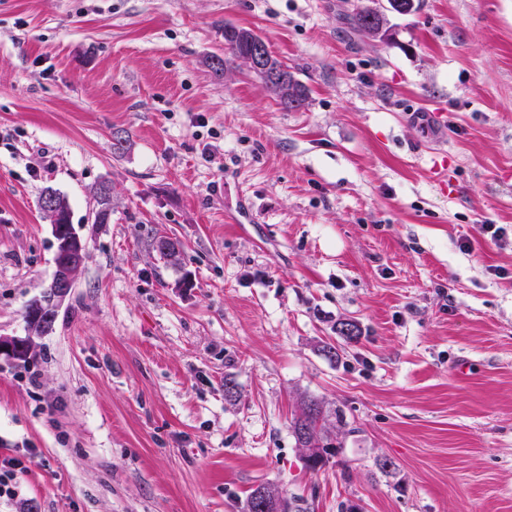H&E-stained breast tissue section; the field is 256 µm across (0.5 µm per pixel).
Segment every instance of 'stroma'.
Returning <instances> with one entry per match:
<instances>
[{
    "mask_svg": "<svg viewBox=\"0 0 512 512\" xmlns=\"http://www.w3.org/2000/svg\"><path fill=\"white\" fill-rule=\"evenodd\" d=\"M384 2L0 0V336L55 271L46 188L89 249L28 362L0 358V512H244L260 485L292 512H512V0L356 30ZM310 399L346 418L317 470ZM239 28L232 26H225L224 28L225 48L237 59L241 58L243 51L247 46V43L244 41L245 35H250V32H252L250 29ZM230 30L233 32H230ZM269 57L270 49L267 43L262 40H257L250 46L249 50L244 53L242 60L252 74L256 76H263L268 79V65H266V62ZM283 73L287 77V80H289L291 88L294 91L305 93L307 99V91L304 85L297 81L287 70ZM284 75L280 74L279 81L283 82L285 80ZM263 77H260V80L263 82L265 87L280 101L281 104L285 105L287 108H291L288 95L284 93L279 81H276L278 80L277 72L270 74L269 78L272 80L270 79L265 81ZM303 405L309 407L310 412L305 413L303 407L292 421L293 432L299 447L303 451L306 465L313 470L325 466L331 457L338 455V448L332 441V431L327 426V417L323 406L315 401H305ZM304 430L307 433L302 434ZM314 440L321 448V452L314 455H306V449L310 440Z\"/></svg>",
    "mask_w": 512,
    "mask_h": 512,
    "instance_id": "35a3bbf8",
    "label": "stroma"
}]
</instances>
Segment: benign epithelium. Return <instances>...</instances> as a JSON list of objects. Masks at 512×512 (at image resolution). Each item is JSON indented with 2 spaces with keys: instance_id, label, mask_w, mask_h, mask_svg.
Instances as JSON below:
<instances>
[{
  "instance_id": "obj_1",
  "label": "benign epithelium",
  "mask_w": 512,
  "mask_h": 512,
  "mask_svg": "<svg viewBox=\"0 0 512 512\" xmlns=\"http://www.w3.org/2000/svg\"><path fill=\"white\" fill-rule=\"evenodd\" d=\"M269 57L270 49L267 43L257 40L244 53L242 60L254 75L284 81L283 75L277 77L267 74L266 62ZM41 210L50 215L52 234L56 241L57 261L48 292L30 303L31 316L28 320V328L40 335L47 333L48 322L74 288L75 275L88 259L85 237L71 224V221L64 220L54 195L47 194L43 197ZM31 351L32 342L28 338L13 339L0 336V357L4 355L11 359L22 360Z\"/></svg>"
}]
</instances>
